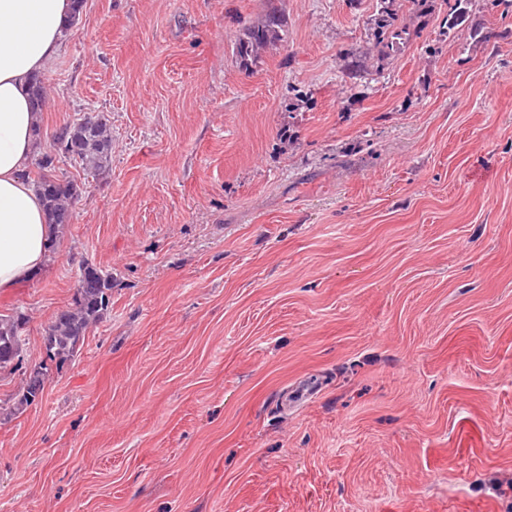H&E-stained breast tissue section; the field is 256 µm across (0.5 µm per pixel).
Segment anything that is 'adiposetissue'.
<instances>
[{"instance_id":"1","label":"adipose tissue","mask_w":512,"mask_h":512,"mask_svg":"<svg viewBox=\"0 0 512 512\" xmlns=\"http://www.w3.org/2000/svg\"><path fill=\"white\" fill-rule=\"evenodd\" d=\"M72 10V0H0V292L20 287L48 260L52 233L25 176L41 122L26 89L59 55Z\"/></svg>"}]
</instances>
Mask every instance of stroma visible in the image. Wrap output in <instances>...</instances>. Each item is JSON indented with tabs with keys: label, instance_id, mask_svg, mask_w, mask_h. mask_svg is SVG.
Instances as JSON below:
<instances>
[{
	"label": "stroma",
	"instance_id": "35a3bbf8",
	"mask_svg": "<svg viewBox=\"0 0 512 512\" xmlns=\"http://www.w3.org/2000/svg\"><path fill=\"white\" fill-rule=\"evenodd\" d=\"M376 4L84 0L34 152L93 112L112 162L58 164L0 407L83 263L111 304L0 417V512H512V14L396 0L387 50ZM394 0H379L377 5V15L375 17V26L379 44L383 48L393 50L402 40L405 31L397 25L398 17L395 10L392 9ZM281 20L275 13L269 14L263 23L253 26L245 33L246 38H240L237 43V50L241 57H253L268 42L278 36V28ZM42 369V373L38 370V367H33L29 370L30 375L26 380V384L22 389V393L18 400L13 404V407L10 408L9 412H6V416L15 415L17 413L23 412V410L31 406L39 393L43 391L44 379L45 375L48 372V366L44 362L40 364ZM37 371V372H35ZM38 399H40V395H38Z\"/></svg>",
	"mask_w": 512,
	"mask_h": 512
}]
</instances>
